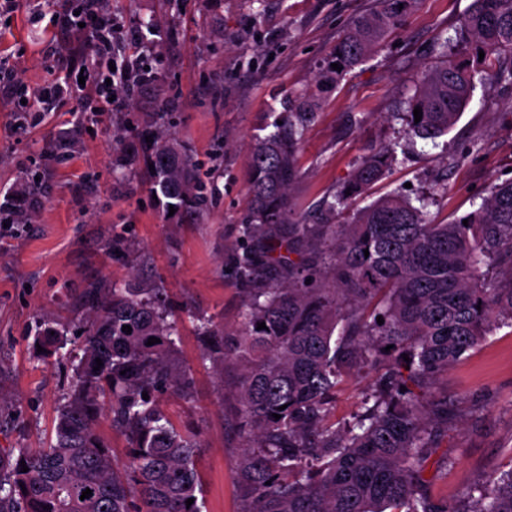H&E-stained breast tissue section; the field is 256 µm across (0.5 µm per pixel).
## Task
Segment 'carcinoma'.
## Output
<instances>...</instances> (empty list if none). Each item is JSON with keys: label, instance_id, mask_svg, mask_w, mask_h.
I'll use <instances>...</instances> for the list:
<instances>
[{"label": "carcinoma", "instance_id": "cac0c4a2", "mask_svg": "<svg viewBox=\"0 0 512 512\" xmlns=\"http://www.w3.org/2000/svg\"><path fill=\"white\" fill-rule=\"evenodd\" d=\"M407 2L379 0L355 18L318 81L337 82L369 58ZM454 33L404 112L409 132L424 140L452 130L476 83L512 88V0H472ZM450 43L472 61L448 53ZM313 109L312 95L289 96L276 131L249 152L251 221L232 258L244 295L239 327L227 333L195 317L201 360L221 377L239 369V465L250 491L243 512H512V468L465 490L454 507L427 493L431 469L454 464L434 455L464 400L428 394L486 336L512 326V180L446 224L431 223L398 191L347 224L329 223L392 165L394 152L372 151L320 223L304 224L291 189ZM140 136L153 138L143 165L163 206L201 212L204 184L186 147L150 125ZM79 309L75 332L50 311L36 317L42 361L64 365L69 381L48 445L0 448V512H202L200 443L159 407L160 395L187 397L191 386L190 373L171 363L179 330L162 281L133 266L124 283H88ZM151 337L160 342L147 345ZM366 369L375 378L357 414L347 425L334 421L336 390ZM104 417L127 440L124 471L98 432ZM86 489L92 495L82 500Z\"/></svg>", "mask_w": 512, "mask_h": 512}]
</instances>
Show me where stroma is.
I'll return each mask as SVG.
<instances>
[{
    "label": "stroma",
    "instance_id": "stroma-1",
    "mask_svg": "<svg viewBox=\"0 0 512 512\" xmlns=\"http://www.w3.org/2000/svg\"><path fill=\"white\" fill-rule=\"evenodd\" d=\"M472 0H413L374 57L339 83L317 86L319 69L352 19L377 0H110L115 21L151 28L155 49L141 64L149 83L100 109L93 89L30 109L59 72L81 66L84 30H61L55 12L80 0H17L0 8V192L23 195L20 216L0 215V448L40 447L52 429L66 383L60 365L36 359L37 313L73 319L86 283L125 280L107 255L121 235L158 270L174 303L239 325L242 295L232 248L251 214L247 155L273 132L291 93L315 94L314 117L298 151L294 208L306 223L352 178L370 151L395 145L386 176L355 201L406 191L423 197L430 221L464 215L491 184L512 180V90L477 86L461 118L437 142L409 141L402 114L440 38L452 35ZM170 130L189 149L206 186L203 213L166 215L142 182L144 121ZM177 369L193 377L191 398L165 397V413L202 444L203 512H243L247 491L237 468L243 439L230 391L236 369L202 364L190 321L181 325ZM439 390L481 397L462 411L441 448L454 458L428 486L456 501L468 486L512 468V329L504 327L453 365Z\"/></svg>",
    "mask_w": 512,
    "mask_h": 512
}]
</instances>
